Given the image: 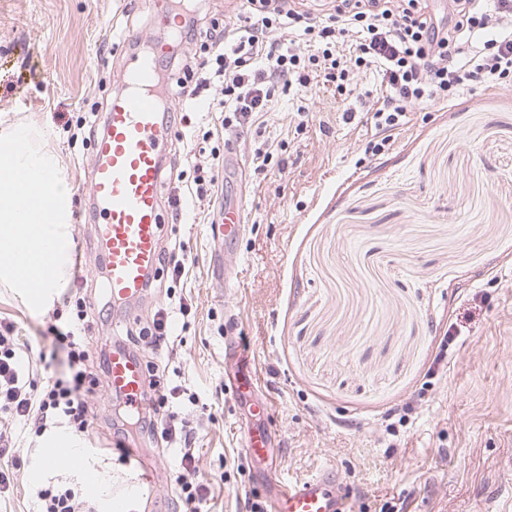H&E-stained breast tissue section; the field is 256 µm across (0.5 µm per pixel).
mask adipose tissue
Listing matches in <instances>:
<instances>
[{
  "label": "adipose tissue",
  "instance_id": "ef3b65f1",
  "mask_svg": "<svg viewBox=\"0 0 512 512\" xmlns=\"http://www.w3.org/2000/svg\"><path fill=\"white\" fill-rule=\"evenodd\" d=\"M62 442L69 446L68 469L76 479L90 487V495L99 504L100 512H119L120 508L125 507L127 499L136 496L138 489L135 484L130 483L125 488V498L114 497L105 478L87 464L84 440L74 436L67 428H54L42 434L40 439L41 447L46 449L56 447Z\"/></svg>",
  "mask_w": 512,
  "mask_h": 512
}]
</instances>
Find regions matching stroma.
I'll use <instances>...</instances> for the list:
<instances>
[{
	"mask_svg": "<svg viewBox=\"0 0 512 512\" xmlns=\"http://www.w3.org/2000/svg\"><path fill=\"white\" fill-rule=\"evenodd\" d=\"M167 9L168 0H0V122L31 125L60 157L73 192L72 251L88 281L105 257L86 194L96 145L88 128L105 125L123 89L125 32L167 38ZM304 98L315 119L298 136L292 114ZM264 120L266 139L286 145L287 168L254 176L243 135L211 170L217 198L164 217L162 246L187 259L180 283L162 266L134 308L94 296L101 312L87 350L146 321L168 296L191 300L173 358L142 360L211 403L203 413L178 406L199 422L211 512L268 498L239 465L258 418L232 392L210 399L237 365L257 373L271 408L281 479L335 468L365 512H512V92L479 87L456 105L412 110L377 155L365 151L371 127L337 122L335 99L316 86L281 97ZM229 203L245 217L231 242L212 231ZM70 295L60 288L53 307L36 312L0 287V317L30 346L36 378L49 374L50 325L75 317ZM452 323L461 334L442 359ZM402 406L404 420L390 423L388 411ZM120 426L102 391L84 435L92 467L112 478L113 495L138 486L127 512H178L173 453L145 438L142 460H124ZM35 438L27 431L25 464L0 512H36L43 484L84 491L62 466L33 481Z\"/></svg>",
	"mask_w": 512,
	"mask_h": 512,
	"instance_id": "1",
	"label": "stroma"
}]
</instances>
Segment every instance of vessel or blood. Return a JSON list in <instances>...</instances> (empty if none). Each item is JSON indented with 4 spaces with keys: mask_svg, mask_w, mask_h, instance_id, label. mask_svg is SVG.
<instances>
[{
    "mask_svg": "<svg viewBox=\"0 0 512 512\" xmlns=\"http://www.w3.org/2000/svg\"><path fill=\"white\" fill-rule=\"evenodd\" d=\"M152 57H134L124 76L125 90L112 99L108 132L91 157L88 193L105 216L96 229L106 252L107 280L113 299L131 302L142 294L156 270L163 221L161 191L166 145L172 134L154 92L153 60L167 51L152 47ZM144 369L140 361L113 349L105 384L121 392L131 410H141ZM351 493L331 471L280 484L273 512H354Z\"/></svg>",
    "mask_w": 512,
    "mask_h": 512,
    "instance_id": "vessel-or-blood-1",
    "label": "vessel or blood"
}]
</instances>
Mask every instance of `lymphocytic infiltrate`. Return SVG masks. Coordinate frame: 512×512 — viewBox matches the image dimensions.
I'll list each match as a JSON object with an SVG mask.
<instances>
[{
	"label": "lymphocytic infiltrate",
	"instance_id": "obj_1",
	"mask_svg": "<svg viewBox=\"0 0 512 512\" xmlns=\"http://www.w3.org/2000/svg\"><path fill=\"white\" fill-rule=\"evenodd\" d=\"M184 28L175 57L178 91L199 121L231 131L251 130L280 95L318 80L333 87L343 123L362 118L373 125L376 137L366 149L377 154L416 107L456 101L478 85L512 90V0H448L444 16L432 12L430 0H318L313 11L304 0H245L243 13L223 27L202 30L189 19ZM371 69L381 78L376 94L358 89ZM75 307L73 322L51 328L64 369L42 383L24 377L14 325L0 322L1 415L39 432L56 424L87 431L110 352L100 350L96 368L88 367L85 299ZM188 309L183 297L155 306L147 326L127 331L122 345L134 356L173 351L176 320ZM182 394V386L148 376L144 411L128 423L175 449L170 478L183 512H205L209 489L196 479L198 429L172 409Z\"/></svg>",
	"mask_w": 512,
	"mask_h": 512
}]
</instances>
